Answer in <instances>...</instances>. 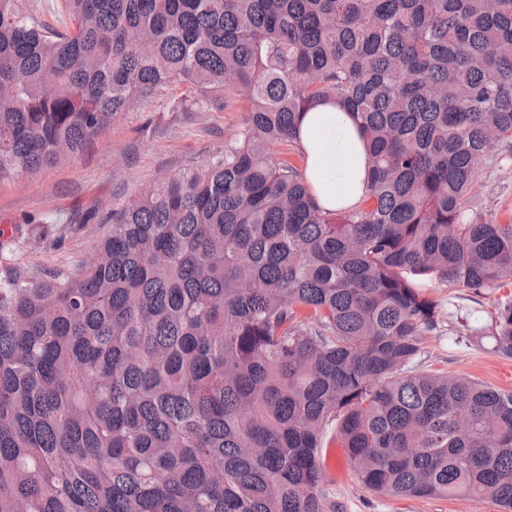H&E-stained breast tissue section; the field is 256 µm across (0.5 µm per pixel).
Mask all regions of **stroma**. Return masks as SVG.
<instances>
[{
    "mask_svg": "<svg viewBox=\"0 0 512 512\" xmlns=\"http://www.w3.org/2000/svg\"><path fill=\"white\" fill-rule=\"evenodd\" d=\"M183 87L167 85L120 115L103 138L79 157L0 183V227L34 220L28 239L7 243L4 263L39 278L68 271L91 257L112 232L114 209L137 199L181 171L198 167L224 147L240 123L239 111L185 105ZM471 220L512 224V149L499 145L480 165L472 191ZM441 312L415 361L418 371L465 377L512 391V359L500 357L487 335L501 303L512 300V283L474 295L427 277H417ZM333 476L322 484L327 512H497L491 501L460 496L385 497L359 483L344 453L322 459Z\"/></svg>",
    "mask_w": 512,
    "mask_h": 512,
    "instance_id": "obj_1",
    "label": "stroma"
}]
</instances>
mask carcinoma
Wrapping results in <instances>:
<instances>
[{"mask_svg":"<svg viewBox=\"0 0 512 512\" xmlns=\"http://www.w3.org/2000/svg\"><path fill=\"white\" fill-rule=\"evenodd\" d=\"M0 0V182L82 154L164 85L246 105L224 151L112 211L72 275L0 270V512H325L323 436L389 497L512 512V392L409 370L437 305L409 275L512 280L468 218L512 148V0ZM352 113L364 202L277 159ZM494 350L512 358V301Z\"/></svg>","mask_w":512,"mask_h":512,"instance_id":"obj_1","label":"carcinoma"}]
</instances>
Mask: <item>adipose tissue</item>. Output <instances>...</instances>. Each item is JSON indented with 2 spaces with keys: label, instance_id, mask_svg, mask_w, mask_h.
<instances>
[{
  "label": "adipose tissue",
  "instance_id": "adipose-tissue-1",
  "mask_svg": "<svg viewBox=\"0 0 512 512\" xmlns=\"http://www.w3.org/2000/svg\"><path fill=\"white\" fill-rule=\"evenodd\" d=\"M304 178L321 208L349 209L365 197L368 155L351 112L327 102L303 113L297 128Z\"/></svg>",
  "mask_w": 512,
  "mask_h": 512
}]
</instances>
